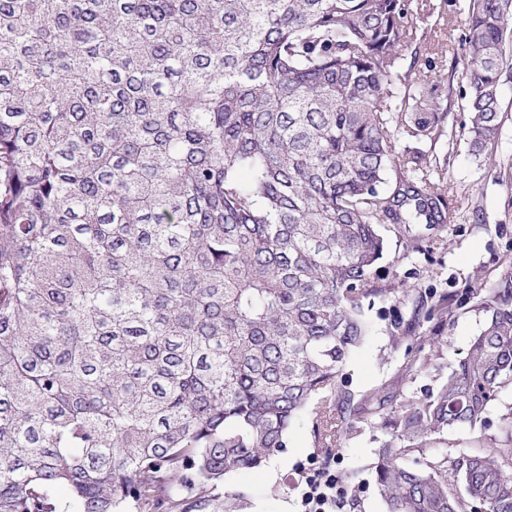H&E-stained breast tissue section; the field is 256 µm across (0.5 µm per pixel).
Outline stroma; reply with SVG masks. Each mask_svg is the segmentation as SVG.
<instances>
[{"instance_id":"35a3bbf8","label":"stroma","mask_w":512,"mask_h":512,"mask_svg":"<svg viewBox=\"0 0 512 512\" xmlns=\"http://www.w3.org/2000/svg\"><path fill=\"white\" fill-rule=\"evenodd\" d=\"M418 12L417 38L403 50L401 70L420 78L429 73L424 62L434 59L435 72L449 77L461 52L469 0H426ZM448 118L445 133L436 142L422 141L418 147L432 159L446 161L448 200L456 221L424 242L418 253L406 252L396 236H389L387 255L381 263L379 287L415 288L417 295L451 294L454 301L444 330L446 342L431 354L424 373L410 370L415 338L405 339L398 352L390 350L392 325L410 321L413 304L384 297L364 304L370 334L354 351L346 367L347 388L356 406L347 418L343 447L323 464L314 445L311 422L300 416L288 433V448L274 461L258 469L229 476L215 492L216 497L242 492L248 498L244 512H301L300 491L306 474L329 468L336 475L354 474L355 484L343 495L346 507L336 512H386L374 486L372 450L386 432L379 421L370 419L362 407L378 391H396L403 396H420L437 389L447 378L449 367L461 359L478 333L483 314L475 299L466 296L470 286L495 281L507 257H512V77L501 85L503 122L492 156L475 159L459 132L467 118L465 102L446 98Z\"/></svg>"}]
</instances>
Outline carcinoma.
Masks as SVG:
<instances>
[{
  "label": "carcinoma",
  "mask_w": 512,
  "mask_h": 512,
  "mask_svg": "<svg viewBox=\"0 0 512 512\" xmlns=\"http://www.w3.org/2000/svg\"><path fill=\"white\" fill-rule=\"evenodd\" d=\"M413 0H0V512H205L307 412L328 463L386 233L454 223L440 79L402 73ZM462 125L491 154L512 0H470ZM435 391L381 392L388 512H512V260ZM450 296L424 314L445 322ZM396 322L391 350L419 327ZM512 406V391L509 389L503 390L498 399L494 401L490 407L488 420L490 426L485 430V436L488 443L491 444L489 438H496L499 444H506L503 435L499 430V417L502 413L506 412L507 408Z\"/></svg>",
  "instance_id": "1"
}]
</instances>
